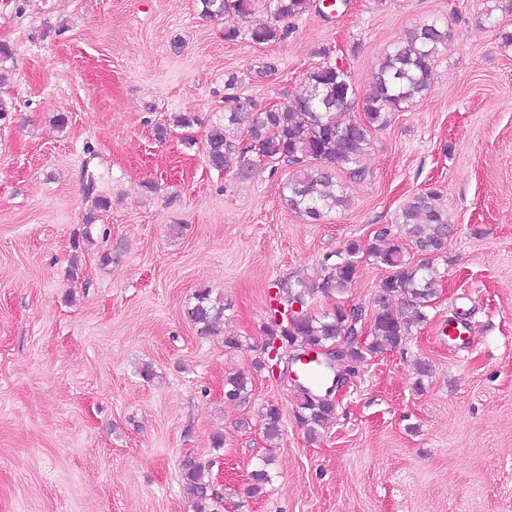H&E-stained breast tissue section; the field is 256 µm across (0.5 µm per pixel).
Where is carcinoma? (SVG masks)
I'll use <instances>...</instances> for the list:
<instances>
[{"instance_id":"cac0c4a2","label":"carcinoma","mask_w":512,"mask_h":512,"mask_svg":"<svg viewBox=\"0 0 512 512\" xmlns=\"http://www.w3.org/2000/svg\"><path fill=\"white\" fill-rule=\"evenodd\" d=\"M203 16L222 20L226 16L245 18L251 14L252 0H201ZM311 0H269V8L280 20L306 12ZM257 44L277 38V29L259 25L250 29ZM448 41V30L438 21L416 25L404 37L394 42L384 54L374 75L372 90L365 98L363 115L346 122L337 115L351 110L357 90L348 72L325 62L306 73L298 90L283 105L251 112L233 94L238 88V76L231 73L225 80L232 94L225 97L229 109L224 113V128L213 131L205 144L210 167L222 171L237 162L251 165L248 153L267 163L286 161L292 172L282 184L281 194L289 209L313 224H318L332 212L349 206L346 184L338 181L329 165L338 167L353 180L369 173L365 165L373 131L389 122L393 112L406 111L415 99L426 93L434 81V63L440 47ZM248 118V144L240 147L238 139L227 132L240 124L242 115ZM404 238L391 235L384 227L367 241L354 240L344 250L324 256L318 262L314 279L284 277L275 281L273 304L269 305L264 326L265 366L272 368L281 353L294 354L308 348L330 346L341 341L347 332L349 319L338 306L319 317L309 312L318 295L327 298L343 294L356 280L360 259L368 257L393 270L382 279L373 296L374 321L366 340L350 341L343 350L344 361L354 367L368 358L402 345L412 328L428 322L426 308L436 297L438 279L432 260L445 253L452 232L448 212L440 205L435 192L417 194L408 199L396 217ZM407 241L415 259L406 257L402 241ZM301 311L291 312L294 305ZM189 317L200 326V332L210 334L224 322V302L212 297L203 288L193 294ZM322 381H304L297 397L293 416L309 438H315L336 415V403L323 396L335 375V367L320 360ZM248 378L243 373L228 375L224 380V397L238 401L248 394ZM263 434L275 443L281 436L283 414L279 406L268 404L260 414ZM270 458L250 473L242 495L249 498L262 492L271 481ZM212 463L194 459L184 461L182 481L194 499V512H215L218 495L206 473Z\"/></svg>"}]
</instances>
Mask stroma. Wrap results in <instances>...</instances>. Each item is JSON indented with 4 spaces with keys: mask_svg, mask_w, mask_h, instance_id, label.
<instances>
[{
    "mask_svg": "<svg viewBox=\"0 0 512 512\" xmlns=\"http://www.w3.org/2000/svg\"><path fill=\"white\" fill-rule=\"evenodd\" d=\"M255 3L229 41L200 0H0V512H193L190 458L212 461L229 512H512V0H349L264 44L248 35L271 20ZM433 16L449 33L433 84L374 131L366 179L338 173L348 209L319 224L288 210L285 162L209 166L228 74L255 109L325 62L364 96L389 46ZM428 191L454 226L429 321L356 366L309 440L293 382L258 366L271 285L399 233L402 205ZM388 274L362 259L352 288L310 311L371 305ZM200 288L224 302L222 334L188 316ZM457 323L477 342L449 346ZM238 372L251 391L225 401ZM269 403L283 413L273 447ZM268 453L271 483L243 497ZM263 422V434L267 441L271 444H276L277 440L282 435V419L283 414L278 405L267 404L263 407L260 414Z\"/></svg>",
    "mask_w": 512,
    "mask_h": 512,
    "instance_id": "35a3bbf8",
    "label": "stroma"
}]
</instances>
